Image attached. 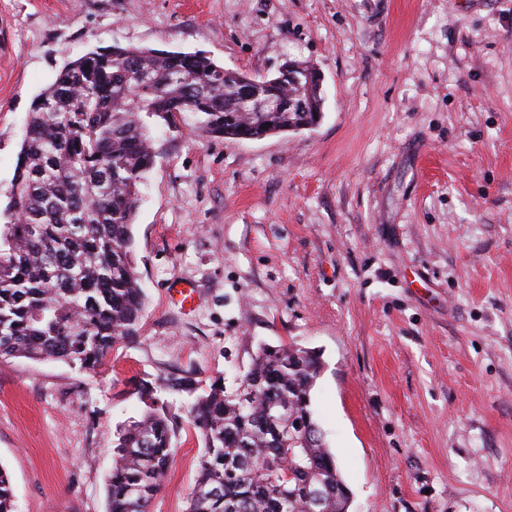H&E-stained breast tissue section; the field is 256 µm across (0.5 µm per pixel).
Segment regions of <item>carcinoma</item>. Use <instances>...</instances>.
Returning a JSON list of instances; mask_svg holds the SVG:
<instances>
[{
    "mask_svg": "<svg viewBox=\"0 0 512 512\" xmlns=\"http://www.w3.org/2000/svg\"><path fill=\"white\" fill-rule=\"evenodd\" d=\"M269 80L198 53L121 47L68 62L33 101L0 225V355L94 371L138 334L145 293L134 271L139 188L154 165L149 120L187 112L214 136L281 134L316 113L242 112ZM319 355L262 345L239 386L213 382L188 409L204 442L187 512H348L350 494L313 416ZM145 410L117 432L106 512H150L174 462L177 424L146 385ZM308 430L301 439L298 427ZM288 461V478L275 469ZM0 512H16L0 468Z\"/></svg>",
    "mask_w": 512,
    "mask_h": 512,
    "instance_id": "cac0c4a2",
    "label": "carcinoma"
}]
</instances>
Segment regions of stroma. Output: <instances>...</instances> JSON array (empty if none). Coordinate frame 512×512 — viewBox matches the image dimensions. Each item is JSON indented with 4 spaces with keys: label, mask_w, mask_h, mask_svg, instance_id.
I'll use <instances>...</instances> for the list:
<instances>
[{
    "label": "stroma",
    "mask_w": 512,
    "mask_h": 512,
    "mask_svg": "<svg viewBox=\"0 0 512 512\" xmlns=\"http://www.w3.org/2000/svg\"><path fill=\"white\" fill-rule=\"evenodd\" d=\"M0 41V213L34 97L86 52L324 75L310 130L155 122L138 336L93 372L0 357L17 512H106L143 382L178 424L151 512H185L204 447L189 405L235 387L263 342L320 353L312 409L349 512H512V0H0Z\"/></svg>",
    "instance_id": "obj_1"
}]
</instances>
